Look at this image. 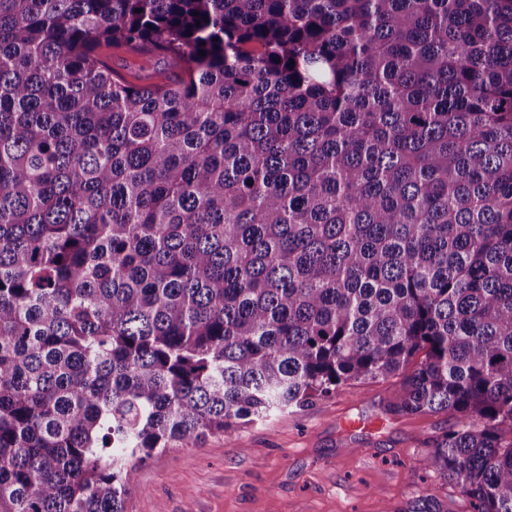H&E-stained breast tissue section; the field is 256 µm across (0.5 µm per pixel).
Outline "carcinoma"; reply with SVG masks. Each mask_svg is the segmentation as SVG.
<instances>
[{
	"label": "carcinoma",
	"instance_id": "cac0c4a2",
	"mask_svg": "<svg viewBox=\"0 0 512 512\" xmlns=\"http://www.w3.org/2000/svg\"><path fill=\"white\" fill-rule=\"evenodd\" d=\"M389 377L512 512V0H0V512ZM101 53L112 70L135 83H140L135 79L138 76L160 73L174 77L182 74V64L168 57L145 54L135 58L123 51V48L103 49Z\"/></svg>",
	"mask_w": 512,
	"mask_h": 512
}]
</instances>
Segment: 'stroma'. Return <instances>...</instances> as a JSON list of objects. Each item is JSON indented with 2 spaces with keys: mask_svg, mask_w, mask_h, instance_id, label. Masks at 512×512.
I'll list each match as a JSON object with an SVG mask.
<instances>
[{
  "mask_svg": "<svg viewBox=\"0 0 512 512\" xmlns=\"http://www.w3.org/2000/svg\"><path fill=\"white\" fill-rule=\"evenodd\" d=\"M135 79L181 74L176 60L104 50ZM395 379L339 387L329 397L271 413L236 432L210 434L128 467L125 512H397L427 488L446 512H474L426 467L427 438L468 417L389 411Z\"/></svg>",
  "mask_w": 512,
  "mask_h": 512,
  "instance_id": "35a3bbf8",
  "label": "stroma"
}]
</instances>
